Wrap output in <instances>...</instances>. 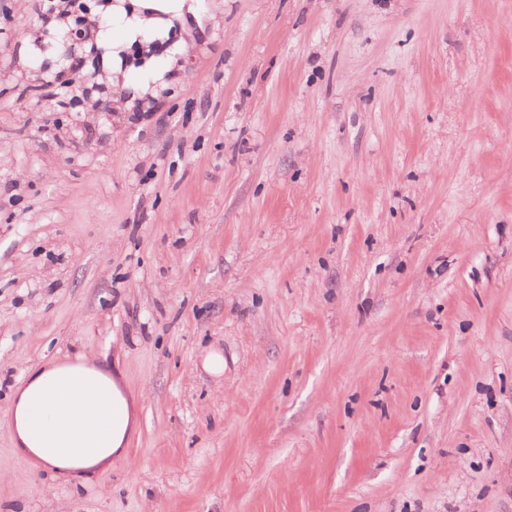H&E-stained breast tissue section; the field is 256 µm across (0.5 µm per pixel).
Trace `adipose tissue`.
I'll return each instance as SVG.
<instances>
[{
	"label": "adipose tissue",
	"instance_id": "1",
	"mask_svg": "<svg viewBox=\"0 0 512 512\" xmlns=\"http://www.w3.org/2000/svg\"><path fill=\"white\" fill-rule=\"evenodd\" d=\"M151 17L128 15L117 0L116 42L162 36L168 18L193 11L190 0H146ZM135 400L125 395L111 365L83 355L52 358L28 370L0 416L15 451L54 477L87 483L125 456L135 432Z\"/></svg>",
	"mask_w": 512,
	"mask_h": 512
}]
</instances>
